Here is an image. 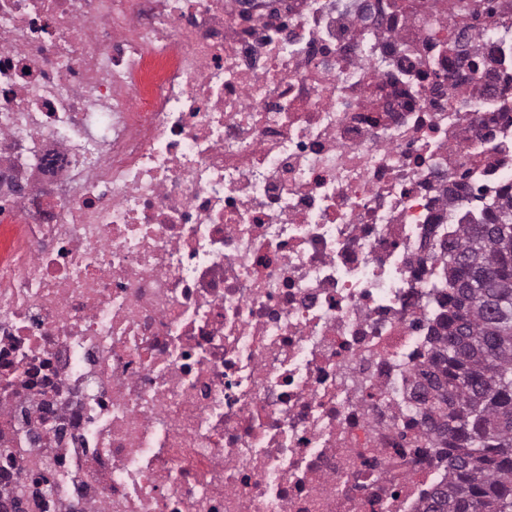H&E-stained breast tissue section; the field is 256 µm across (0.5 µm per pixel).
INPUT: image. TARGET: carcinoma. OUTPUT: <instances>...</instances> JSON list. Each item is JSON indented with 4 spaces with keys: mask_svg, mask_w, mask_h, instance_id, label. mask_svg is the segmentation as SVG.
<instances>
[{
    "mask_svg": "<svg viewBox=\"0 0 512 512\" xmlns=\"http://www.w3.org/2000/svg\"><path fill=\"white\" fill-rule=\"evenodd\" d=\"M448 242L431 430L448 482L426 512H512V185Z\"/></svg>",
    "mask_w": 512,
    "mask_h": 512,
    "instance_id": "carcinoma-1",
    "label": "carcinoma"
}]
</instances>
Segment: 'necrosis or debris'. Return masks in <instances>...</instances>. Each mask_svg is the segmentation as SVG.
Instances as JSON below:
<instances>
[{"label":"necrosis or debris","mask_w":512,"mask_h":512,"mask_svg":"<svg viewBox=\"0 0 512 512\" xmlns=\"http://www.w3.org/2000/svg\"><path fill=\"white\" fill-rule=\"evenodd\" d=\"M510 183L512 0H0V512H423Z\"/></svg>","instance_id":"necrosis-or-debris-1"}]
</instances>
